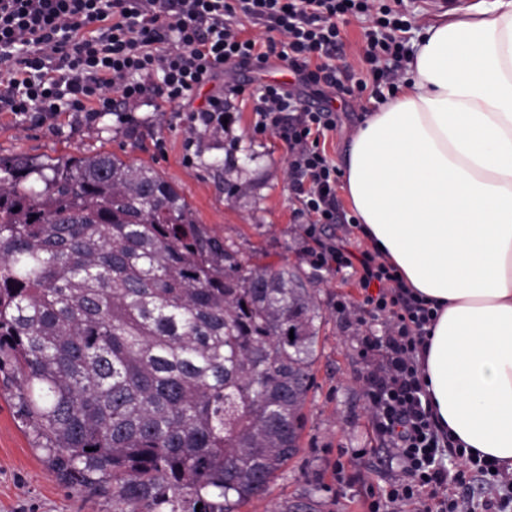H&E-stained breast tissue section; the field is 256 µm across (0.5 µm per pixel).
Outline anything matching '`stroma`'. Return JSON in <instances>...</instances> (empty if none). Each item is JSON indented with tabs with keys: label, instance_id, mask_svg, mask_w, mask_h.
Masks as SVG:
<instances>
[{
	"label": "stroma",
	"instance_id": "stroma-1",
	"mask_svg": "<svg viewBox=\"0 0 512 512\" xmlns=\"http://www.w3.org/2000/svg\"><path fill=\"white\" fill-rule=\"evenodd\" d=\"M232 122L224 136L193 135L186 147L189 112L202 108L215 86L170 104L148 90L135 108L112 93L110 111L88 117L60 112L38 122L0 112V158L17 156L44 165L106 152L154 167L184 197L198 223L208 225L249 262L288 264L315 290L323 320L318 334L315 383L305 407L300 450L279 472L265 494L239 512H273L286 498L318 487L325 512H393L384 492L397 481L404 463L371 423L362 374L375 362L364 338L389 332L385 317L362 314L364 292L352 269L318 266L310 250L315 240L342 239L359 252L369 244L345 194H338V224L312 225L290 177L288 146L278 133L258 132L257 90L265 84L293 87L296 77L278 59L262 67H225L220 78ZM305 108L336 115V127L320 145L340 165L351 130L380 105L371 93L306 97ZM315 235H308V228ZM0 512H112V498L70 487L54 471L49 452L32 428L18 418L0 383Z\"/></svg>",
	"mask_w": 512,
	"mask_h": 512
}]
</instances>
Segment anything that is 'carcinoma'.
I'll list each match as a JSON object with an SVG mask.
<instances>
[{
  "mask_svg": "<svg viewBox=\"0 0 512 512\" xmlns=\"http://www.w3.org/2000/svg\"><path fill=\"white\" fill-rule=\"evenodd\" d=\"M320 319L296 268L247 264L152 167L0 159V372L63 480L118 512H237L268 485L299 452Z\"/></svg>",
  "mask_w": 512,
  "mask_h": 512,
  "instance_id": "carcinoma-1",
  "label": "carcinoma"
}]
</instances>
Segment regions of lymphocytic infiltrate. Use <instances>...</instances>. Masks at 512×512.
I'll list each match as a JSON object with an SVG mask.
<instances>
[{
  "label": "lymphocytic infiltrate",
  "mask_w": 512,
  "mask_h": 512,
  "mask_svg": "<svg viewBox=\"0 0 512 512\" xmlns=\"http://www.w3.org/2000/svg\"><path fill=\"white\" fill-rule=\"evenodd\" d=\"M235 8L268 24L272 37H241L225 21ZM373 11L378 30L367 37L362 78L331 59L343 40L339 19ZM409 28L399 11L376 8L374 0H0V74L10 88L0 112L43 120L63 111L91 116L109 110L110 91L133 106L151 88L179 103L216 81L225 66L273 57L319 93L368 89L379 98L398 87ZM259 99L258 126L277 129L287 142L293 188L308 215L335 223L336 168L315 142L335 119L324 109L300 108L299 94L276 84L264 85ZM316 257L354 269L367 291L365 305L391 321L381 359L362 377L372 424L404 461L389 501L410 502L424 491L436 512H468L466 502L447 493L444 465L465 452L439 427L423 382L420 354L436 308L370 252L356 257L325 245Z\"/></svg>",
  "instance_id": "lymphocytic-infiltrate-1"
}]
</instances>
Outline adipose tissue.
<instances>
[{"label":"adipose tissue","mask_w":512,"mask_h":512,"mask_svg":"<svg viewBox=\"0 0 512 512\" xmlns=\"http://www.w3.org/2000/svg\"><path fill=\"white\" fill-rule=\"evenodd\" d=\"M405 81L350 136L343 188L438 310L423 372L439 425L512 473V0L426 27Z\"/></svg>","instance_id":"obj_1"}]
</instances>
